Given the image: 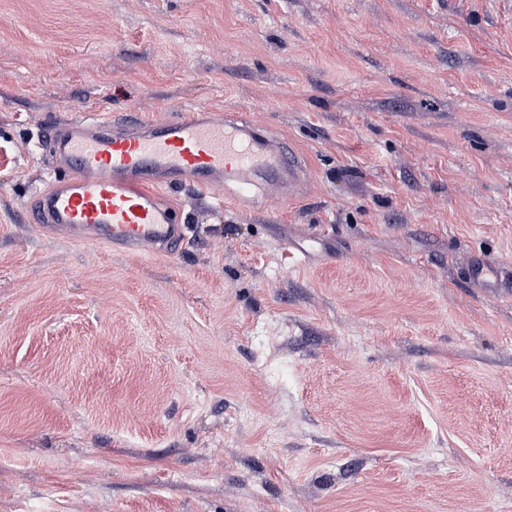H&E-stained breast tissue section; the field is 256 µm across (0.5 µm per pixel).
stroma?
<instances>
[{"mask_svg":"<svg viewBox=\"0 0 512 512\" xmlns=\"http://www.w3.org/2000/svg\"><path fill=\"white\" fill-rule=\"evenodd\" d=\"M250 113L292 196L38 231L67 118ZM506 0H0V512H512ZM509 265L500 262H485L479 256H471L465 263L469 281L479 288H497L510 276Z\"/></svg>","mask_w":512,"mask_h":512,"instance_id":"35a3bbf8","label":"stroma"}]
</instances>
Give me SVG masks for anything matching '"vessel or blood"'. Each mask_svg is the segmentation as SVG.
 Listing matches in <instances>:
<instances>
[{
	"mask_svg": "<svg viewBox=\"0 0 512 512\" xmlns=\"http://www.w3.org/2000/svg\"><path fill=\"white\" fill-rule=\"evenodd\" d=\"M45 142L52 165L68 176L36 193L35 224L126 252L169 253L185 240L176 208L161 200L184 181L219 202L225 184L270 190L296 183L303 171L280 138L249 120L193 108L156 125H114L85 113L51 126ZM465 271L480 288L512 275L507 264L475 255Z\"/></svg>",
	"mask_w": 512,
	"mask_h": 512,
	"instance_id": "b4317fda",
	"label": "vessel or blood"
}]
</instances>
